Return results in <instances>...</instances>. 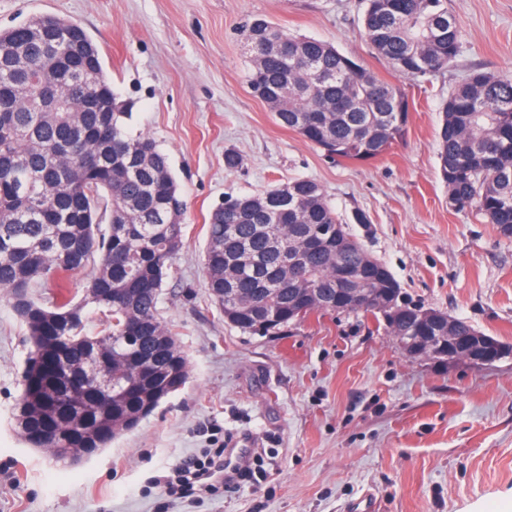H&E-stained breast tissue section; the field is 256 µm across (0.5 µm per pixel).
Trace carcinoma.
<instances>
[{"instance_id":"cac0c4a2","label":"carcinoma","mask_w":512,"mask_h":512,"mask_svg":"<svg viewBox=\"0 0 512 512\" xmlns=\"http://www.w3.org/2000/svg\"><path fill=\"white\" fill-rule=\"evenodd\" d=\"M364 3L361 34L395 71L428 81L453 65L461 30L447 0ZM242 37L253 95L326 157L366 162L404 138L407 95L332 44L262 18ZM49 75L81 111L43 91L39 78ZM128 118L80 25L40 15L0 30V297L30 344L11 423L29 447L62 461L112 445L189 375L159 309L184 246V201L155 140L129 133ZM439 145L449 205L474 209L512 236V77L471 70L444 104ZM103 195L112 203L106 225ZM288 255L298 263L288 265ZM90 262L77 299L66 279ZM379 264L307 178L225 197L203 257L224 320L260 335L314 314L356 311L336 298L343 271L366 293L362 313L377 315L374 303L392 288L377 276ZM35 284L49 290L48 300L30 296ZM418 309L394 299L384 329L420 332ZM92 314L105 319L97 334L85 330Z\"/></svg>"}]
</instances>
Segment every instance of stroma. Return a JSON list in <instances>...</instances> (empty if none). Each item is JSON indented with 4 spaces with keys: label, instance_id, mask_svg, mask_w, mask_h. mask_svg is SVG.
Instances as JSON below:
<instances>
[{
    "label": "stroma",
    "instance_id": "obj_1",
    "mask_svg": "<svg viewBox=\"0 0 512 512\" xmlns=\"http://www.w3.org/2000/svg\"><path fill=\"white\" fill-rule=\"evenodd\" d=\"M462 31L454 67L401 76L361 34L362 0H0V28L35 15L79 23L97 42L126 125L166 155L186 203V246L163 318L190 362L185 387L111 448L75 464L29 448L11 425L25 329L0 300V512H512V359L483 368L407 355L374 316L315 314L267 336L225 322L203 270L206 227L227 195L294 178L325 192L347 229L414 304L512 344V237L448 205L438 132L449 92L472 69L512 77V0H448ZM261 17L332 43L400 87L405 138L367 162L327 159L276 123L248 84L240 30ZM242 165L224 167L225 151ZM367 223L355 224V212ZM251 435L266 477L166 499L148 480L212 437Z\"/></svg>",
    "mask_w": 512,
    "mask_h": 512
}]
</instances>
